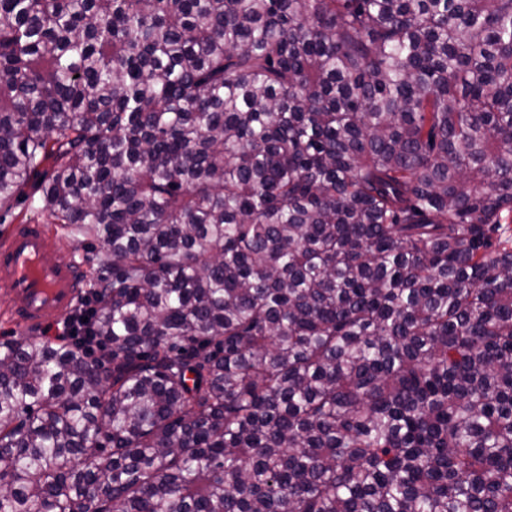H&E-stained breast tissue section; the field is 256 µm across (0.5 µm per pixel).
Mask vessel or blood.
Returning <instances> with one entry per match:
<instances>
[{"mask_svg":"<svg viewBox=\"0 0 512 512\" xmlns=\"http://www.w3.org/2000/svg\"><path fill=\"white\" fill-rule=\"evenodd\" d=\"M87 267L58 232L39 222L0 237V320L39 331L77 304Z\"/></svg>","mask_w":512,"mask_h":512,"instance_id":"1","label":"vessel or blood"}]
</instances>
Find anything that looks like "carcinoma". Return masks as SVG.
I'll return each instance as SVG.
<instances>
[{
	"label": "carcinoma",
	"instance_id": "1",
	"mask_svg": "<svg viewBox=\"0 0 512 512\" xmlns=\"http://www.w3.org/2000/svg\"><path fill=\"white\" fill-rule=\"evenodd\" d=\"M29 185L0 512H512V0H0ZM30 220L50 222L45 213L26 202L14 210L5 224H0V238L14 224L0 242V340L10 336L53 337L54 328L61 329L65 321L60 318L75 307L82 294L87 280L86 265L89 275L94 263L88 241L67 240L83 257L85 265L51 226L39 222L19 224ZM83 298L84 295L75 308L80 307ZM70 320L65 322L61 334L72 336L78 331V325L69 324ZM4 322L41 332L31 335ZM50 326L53 330L46 333Z\"/></svg>",
	"mask_w": 512,
	"mask_h": 512
}]
</instances>
